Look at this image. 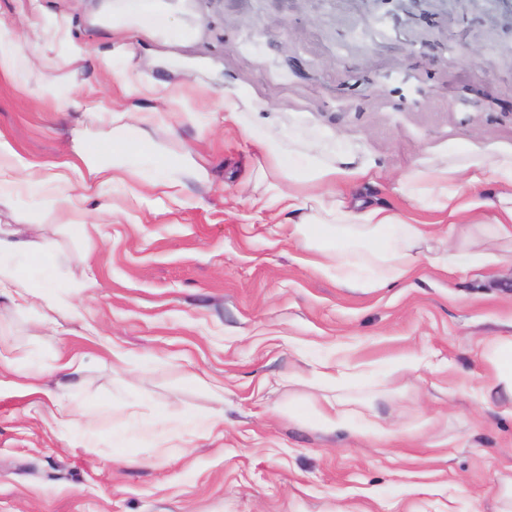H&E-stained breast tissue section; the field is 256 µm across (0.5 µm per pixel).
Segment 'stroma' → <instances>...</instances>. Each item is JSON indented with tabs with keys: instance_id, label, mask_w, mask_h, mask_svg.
Returning <instances> with one entry per match:
<instances>
[{
	"instance_id": "stroma-1",
	"label": "stroma",
	"mask_w": 512,
	"mask_h": 512,
	"mask_svg": "<svg viewBox=\"0 0 512 512\" xmlns=\"http://www.w3.org/2000/svg\"><path fill=\"white\" fill-rule=\"evenodd\" d=\"M173 39L127 40L110 0H0L19 31L68 18L89 55L77 77L93 98L121 97L100 67H143L166 53L189 89L168 102L163 70L135 97L158 109L149 136L166 156L204 165L181 204L114 192L126 213L83 237L42 213L61 284L82 283L81 316L45 329L31 309L0 318V344L35 376L69 349L82 372L59 423L51 401L0 383V512H495L512 466V401L482 394L484 340L512 335V251L465 274L421 265L387 288H346L309 265L256 205L288 175L266 161L213 97L225 88L276 112L283 131L341 138L382 175L358 198L411 205L395 179L468 147L512 151V0H161ZM203 112L207 122L179 120ZM79 114L36 85L0 75V133L24 155L69 153ZM136 356L115 373L113 351ZM419 371L402 369L409 356ZM336 366L317 378L322 362ZM301 376L298 384L289 375ZM354 414L346 429L314 422L322 396ZM213 431L154 436L158 412Z\"/></svg>"
}]
</instances>
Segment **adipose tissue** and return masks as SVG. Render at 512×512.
<instances>
[{
	"label": "adipose tissue",
	"instance_id": "1",
	"mask_svg": "<svg viewBox=\"0 0 512 512\" xmlns=\"http://www.w3.org/2000/svg\"><path fill=\"white\" fill-rule=\"evenodd\" d=\"M169 19L158 0H112V29L146 38L164 32ZM85 59L81 46L70 45L61 54L31 61L22 51L21 38L0 25V75L20 85L36 83L43 95L56 100L60 110H80L84 117L112 127V134L98 139L76 137L72 157L51 170L20 153L0 135V210L11 208L20 190L41 198L57 213L62 224L82 236L94 225L116 220L123 210L103 202L107 187L141 189L169 194L182 176L207 181L202 166L180 160L168 162L167 174L148 177L128 162L129 155L150 149L146 129L156 113L141 111L118 100L70 98L71 79ZM227 121L275 165L301 162L302 187L279 188L259 198L261 208L294 216L289 235L306 241L312 225H320L321 245L314 268H331L343 285L383 288L409 278L420 261L443 271L469 272L498 261V249L512 245V153L488 161L461 149L446 164L416 166L397 179L400 193L434 214L424 222L384 207L350 201L346 193L377 174L374 162L357 160L351 149L317 136L285 138L276 131V115L250 104L236 88H225ZM499 187L494 211L482 219L485 202L477 193L485 182ZM31 234L0 230V298L14 307L39 306L40 324L53 329L61 312H74L68 296L60 293L53 276L56 251L52 242L37 241L38 222ZM38 266L45 278L42 292L20 268V260ZM481 357L492 373L486 386L490 397L512 400V336L487 340Z\"/></svg>",
	"mask_w": 512,
	"mask_h": 512
}]
</instances>
